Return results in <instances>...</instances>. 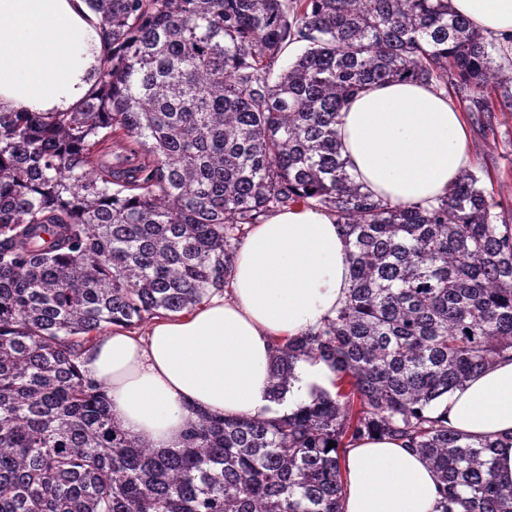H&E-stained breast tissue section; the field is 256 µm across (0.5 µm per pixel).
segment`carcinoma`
I'll return each instance as SVG.
<instances>
[{
  "instance_id": "obj_1",
  "label": "carcinoma",
  "mask_w": 512,
  "mask_h": 512,
  "mask_svg": "<svg viewBox=\"0 0 512 512\" xmlns=\"http://www.w3.org/2000/svg\"><path fill=\"white\" fill-rule=\"evenodd\" d=\"M109 57L74 112H0V512H341L347 449L424 456L441 512H512L494 451L434 408L512 354V224L480 172L429 207L362 190L339 112L369 85H432L491 125L512 47L448 0H87ZM304 51L276 77L293 42ZM303 201L336 217L350 287L270 364L336 373L289 413L202 415L160 454L117 427L83 355L224 291L247 226ZM336 446L328 447L329 442Z\"/></svg>"
}]
</instances>
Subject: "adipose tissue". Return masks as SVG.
Returning <instances> with one entry per match:
<instances>
[{
    "label": "adipose tissue",
    "mask_w": 512,
    "mask_h": 512,
    "mask_svg": "<svg viewBox=\"0 0 512 512\" xmlns=\"http://www.w3.org/2000/svg\"><path fill=\"white\" fill-rule=\"evenodd\" d=\"M485 34L512 33V0H450ZM108 44L86 0H0V112H71L98 87ZM341 155L365 191L393 204L428 205L470 166L456 101L417 83L375 84L339 115ZM350 285L346 244L330 213L296 204L249 227L229 284L204 304L122 329L84 354L109 389L112 420L161 453L183 448L202 414H266L276 344L318 329ZM336 378L300 362L283 404L291 410ZM448 427L473 437L512 436V359L499 358L444 402ZM341 512H438L442 483L416 452L388 438L346 454Z\"/></svg>",
    "instance_id": "adipose-tissue-1"
}]
</instances>
